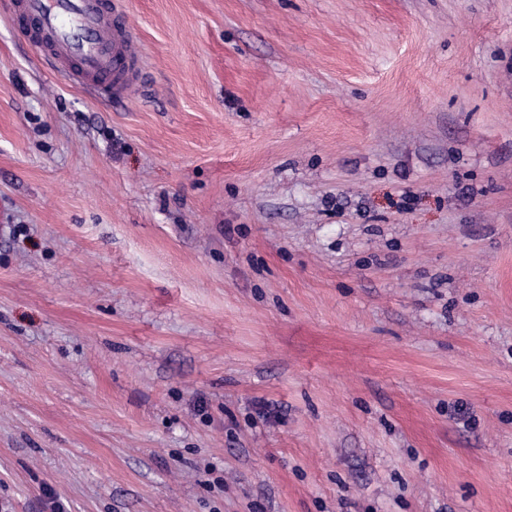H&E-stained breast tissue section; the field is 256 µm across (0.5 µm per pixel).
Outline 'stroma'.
Here are the masks:
<instances>
[{"label":"stroma","mask_w":512,"mask_h":512,"mask_svg":"<svg viewBox=\"0 0 512 512\" xmlns=\"http://www.w3.org/2000/svg\"><path fill=\"white\" fill-rule=\"evenodd\" d=\"M112 2L0 0V512H512V0ZM11 15L43 60L90 93L112 103L136 81L133 32L103 0H13Z\"/></svg>","instance_id":"obj_1"}]
</instances>
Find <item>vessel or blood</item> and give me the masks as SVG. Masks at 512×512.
<instances>
[{"label": "vessel or blood", "instance_id": "vessel-or-blood-1", "mask_svg": "<svg viewBox=\"0 0 512 512\" xmlns=\"http://www.w3.org/2000/svg\"><path fill=\"white\" fill-rule=\"evenodd\" d=\"M12 19L38 55L92 94L120 99L141 68L129 25L103 0H13Z\"/></svg>", "mask_w": 512, "mask_h": 512}]
</instances>
